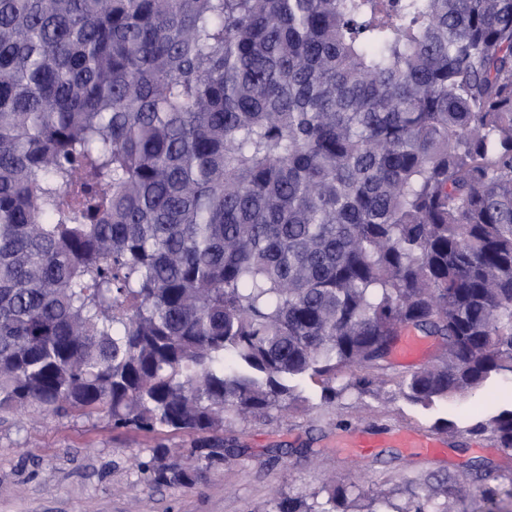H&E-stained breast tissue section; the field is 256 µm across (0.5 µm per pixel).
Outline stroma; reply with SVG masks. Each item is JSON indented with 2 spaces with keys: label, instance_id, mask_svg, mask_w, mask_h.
Instances as JSON below:
<instances>
[{
  "label": "stroma",
  "instance_id": "1",
  "mask_svg": "<svg viewBox=\"0 0 512 512\" xmlns=\"http://www.w3.org/2000/svg\"><path fill=\"white\" fill-rule=\"evenodd\" d=\"M374 397L349 391L333 406L273 413L270 421L232 423L224 443L244 456L219 461L190 487L154 485L136 460L157 435L113 428L104 416L41 419L31 411L0 421V512H267L278 494L300 496L329 476L360 491L385 494L402 512L410 493L446 478L465 484V497L434 498L433 512H512V449L491 434H468L480 415L512 406V383H500L430 408L410 404L393 380ZM460 432L435 457L395 447L399 430L433 433L437 419ZM380 441L368 457L339 448L343 436ZM489 477H482L483 468ZM496 491L493 503L481 491Z\"/></svg>",
  "mask_w": 512,
  "mask_h": 512
}]
</instances>
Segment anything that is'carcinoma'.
<instances>
[{"label": "carcinoma", "instance_id": "carcinoma-1", "mask_svg": "<svg viewBox=\"0 0 512 512\" xmlns=\"http://www.w3.org/2000/svg\"><path fill=\"white\" fill-rule=\"evenodd\" d=\"M410 326L411 403L512 378V0H0L1 413L192 435L138 462L190 486Z\"/></svg>", "mask_w": 512, "mask_h": 512}]
</instances>
